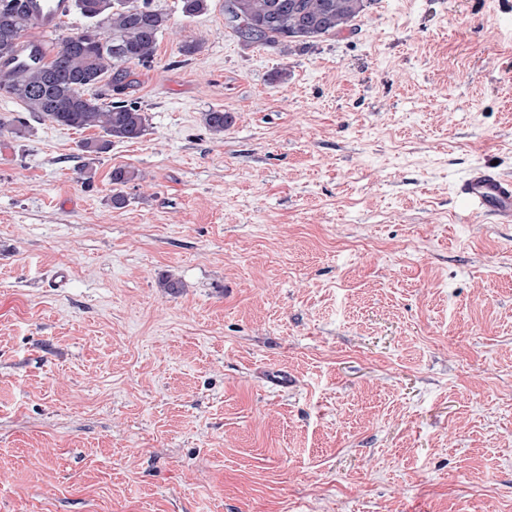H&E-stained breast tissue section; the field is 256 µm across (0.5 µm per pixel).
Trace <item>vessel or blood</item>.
Returning a JSON list of instances; mask_svg holds the SVG:
<instances>
[{"instance_id": "obj_1", "label": "vessel or blood", "mask_w": 512, "mask_h": 512, "mask_svg": "<svg viewBox=\"0 0 512 512\" xmlns=\"http://www.w3.org/2000/svg\"><path fill=\"white\" fill-rule=\"evenodd\" d=\"M31 15L38 27L55 28L70 15L71 0H30ZM460 196L473 212L512 222V176L481 164L471 167L458 185Z\"/></svg>"}]
</instances>
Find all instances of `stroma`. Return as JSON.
<instances>
[{"instance_id": "35a3bbf8", "label": "stroma", "mask_w": 512, "mask_h": 512, "mask_svg": "<svg viewBox=\"0 0 512 512\" xmlns=\"http://www.w3.org/2000/svg\"><path fill=\"white\" fill-rule=\"evenodd\" d=\"M153 4L141 137L0 96V512H512V223L455 194L512 174V0L287 55Z\"/></svg>"}]
</instances>
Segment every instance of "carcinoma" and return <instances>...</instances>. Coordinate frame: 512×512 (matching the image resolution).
Instances as JSON below:
<instances>
[{"mask_svg":"<svg viewBox=\"0 0 512 512\" xmlns=\"http://www.w3.org/2000/svg\"><path fill=\"white\" fill-rule=\"evenodd\" d=\"M19 0H0V94L21 101L30 115L98 135L85 138L88 154L105 152L112 139H137L147 117L141 108L122 99L103 102L98 84L110 75L109 92L125 90L124 66L153 62L168 15L151 0H73L87 20L79 42L63 36L44 43L23 62L15 61L20 41L36 28ZM366 0H224L234 19L232 29L247 42L292 52L313 38L336 36L365 10ZM209 0H181V12L193 18L208 10ZM202 120L215 136L233 122L229 112H205Z\"/></svg>","mask_w":512,"mask_h":512,"instance_id":"cac0c4a2","label":"carcinoma"}]
</instances>
